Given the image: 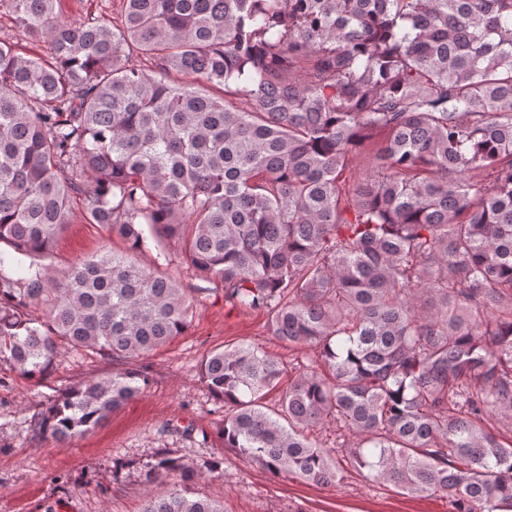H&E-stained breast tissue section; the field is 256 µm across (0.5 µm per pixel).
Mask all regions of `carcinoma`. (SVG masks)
<instances>
[{"label":"carcinoma","mask_w":512,"mask_h":512,"mask_svg":"<svg viewBox=\"0 0 512 512\" xmlns=\"http://www.w3.org/2000/svg\"><path fill=\"white\" fill-rule=\"evenodd\" d=\"M65 3L0 0L19 32L0 40V363L124 367L57 394L34 436L102 425L149 385L127 363L188 329L193 298L139 262L162 233L225 305L315 350L294 375L255 344L202 359L224 447L512 512V0H120L110 22ZM75 197L126 248L60 275L44 260ZM327 422L355 437L338 455L307 435ZM191 472L158 454L142 512H224Z\"/></svg>","instance_id":"carcinoma-1"}]
</instances>
